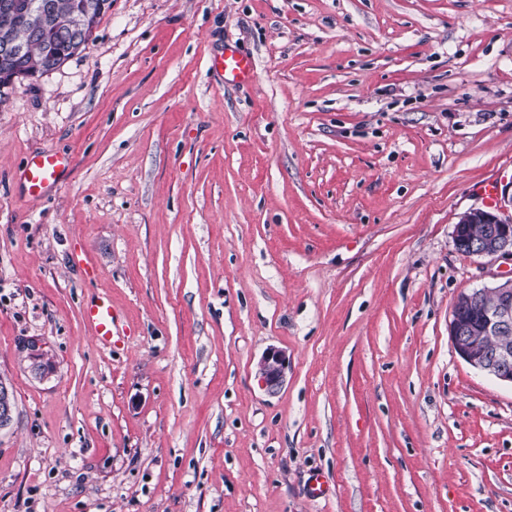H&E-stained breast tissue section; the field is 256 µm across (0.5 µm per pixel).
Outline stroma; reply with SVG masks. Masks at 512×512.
<instances>
[{
    "mask_svg": "<svg viewBox=\"0 0 512 512\" xmlns=\"http://www.w3.org/2000/svg\"><path fill=\"white\" fill-rule=\"evenodd\" d=\"M43 149L72 163L34 199ZM488 181L507 205L512 0H112L0 93V512H512V387L449 335L512 277L453 243ZM210 68L223 72L225 85L248 86L254 78L251 57L234 47H225L220 57L211 59ZM86 321L94 329V339L103 344L111 345L112 337L119 336L117 319L112 310V301L105 295H93L84 309ZM288 362L285 354L276 349L263 353L257 364V375L261 386L270 394H275L284 384Z\"/></svg>",
    "mask_w": 512,
    "mask_h": 512,
    "instance_id": "1",
    "label": "stroma"
}]
</instances>
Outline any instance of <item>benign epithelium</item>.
<instances>
[{
	"label": "benign epithelium",
	"mask_w": 512,
	"mask_h": 512,
	"mask_svg": "<svg viewBox=\"0 0 512 512\" xmlns=\"http://www.w3.org/2000/svg\"><path fill=\"white\" fill-rule=\"evenodd\" d=\"M474 224L484 227L483 235L477 239L472 235ZM453 242L456 249L466 248L476 257L512 259V214L508 215L500 208L470 209L455 224ZM487 293L494 294L495 301L493 306L485 309L481 323L472 326L454 315L449 322V333L455 351L468 364L501 383L512 385V347L490 350L481 345L485 336L512 332V278L463 292V305L474 308L481 304ZM287 366L282 351L269 349L263 353L257 372L261 386L268 393L274 394L283 386ZM13 412L12 395L3 382L0 384V429L10 424Z\"/></svg>",
	"instance_id": "benign-epithelium-1"
}]
</instances>
